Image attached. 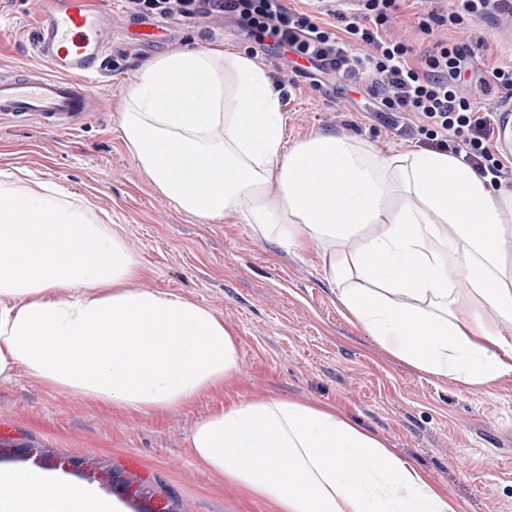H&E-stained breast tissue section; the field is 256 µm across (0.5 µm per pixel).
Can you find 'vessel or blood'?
Returning <instances> with one entry per match:
<instances>
[{
  "label": "vessel or blood",
  "mask_w": 512,
  "mask_h": 512,
  "mask_svg": "<svg viewBox=\"0 0 512 512\" xmlns=\"http://www.w3.org/2000/svg\"><path fill=\"white\" fill-rule=\"evenodd\" d=\"M108 15L109 0H40L31 36L42 63L0 76V112L74 118L93 111L84 77L112 59Z\"/></svg>",
  "instance_id": "obj_1"
}]
</instances>
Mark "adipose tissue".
Masks as SVG:
<instances>
[{"instance_id":"adipose-tissue-1","label":"adipose tissue","mask_w":512,"mask_h":512,"mask_svg":"<svg viewBox=\"0 0 512 512\" xmlns=\"http://www.w3.org/2000/svg\"><path fill=\"white\" fill-rule=\"evenodd\" d=\"M117 127L179 211L257 225L286 250L322 241L346 319L395 359L489 390L512 377V190L445 152L380 155L332 132L287 142L279 92L241 51L179 46L146 60ZM141 273L90 203L1 172L0 381L23 373L125 413L172 412L232 383L235 333L192 299L131 288ZM188 442L273 512H457L325 403L240 400ZM0 512L122 510L93 487L1 466Z\"/></svg>"}]
</instances>
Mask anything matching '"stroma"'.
Masks as SVG:
<instances>
[{"label": "stroma", "instance_id": "1", "mask_svg": "<svg viewBox=\"0 0 512 512\" xmlns=\"http://www.w3.org/2000/svg\"><path fill=\"white\" fill-rule=\"evenodd\" d=\"M37 0H0V74L36 65L30 41ZM122 49L112 71L89 81L96 107L75 130L47 128L32 117H0V172H28L89 201L144 266L132 288L172 292L211 308L236 335L240 371L233 385L167 413L124 414L52 391L26 375L0 382V427L11 454L0 465L25 470L16 448L34 445L53 462L85 458L95 487L109 494L108 470L130 481L161 483L151 506L176 512H271L268 503L229 486L196 462L187 436L209 413L238 399L289 397L336 406L383 438L402 458L447 490L458 512H512V378L496 389L435 378L391 357L343 315L322 271L323 247L284 251L252 224L200 223L159 194L126 149L113 103L140 65L176 46L221 45L251 52L231 23L147 18L115 5L107 25ZM476 66L512 61V44L493 23L474 21ZM294 140L317 131L367 140L382 154L431 150L368 108L364 90L337 95L314 75L280 89Z\"/></svg>", "mask_w": 512, "mask_h": 512}]
</instances>
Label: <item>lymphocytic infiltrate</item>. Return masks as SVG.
I'll return each mask as SVG.
<instances>
[{
  "label": "lymphocytic infiltrate",
  "mask_w": 512,
  "mask_h": 512,
  "mask_svg": "<svg viewBox=\"0 0 512 512\" xmlns=\"http://www.w3.org/2000/svg\"><path fill=\"white\" fill-rule=\"evenodd\" d=\"M358 9L336 12L335 23L290 8L286 0H125L137 15H180L201 21L228 18L256 44L271 40L282 52L297 56L293 73L305 65L337 78L341 90L365 87L369 97L390 112L407 113L419 134L436 141L462 163L493 184L512 181V161L500 158L490 144L501 96L512 94V64L490 74L476 72L469 46V21L493 17L502 0H452L449 8H430L418 29L434 35L432 47L416 53L389 26L397 0H358ZM365 53L350 55L348 43ZM483 106H475L473 88Z\"/></svg>",
  "instance_id": "lymphocytic-infiltrate-1"
}]
</instances>
